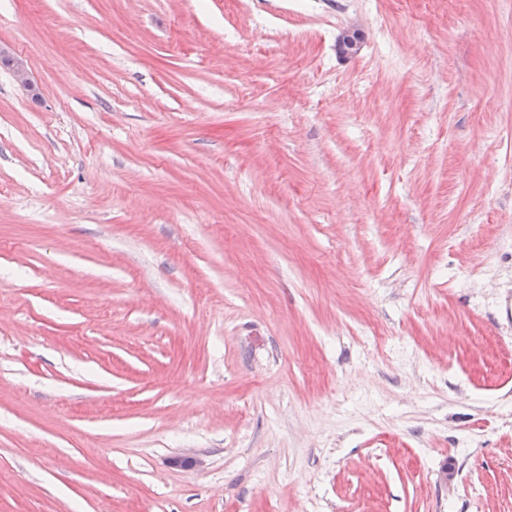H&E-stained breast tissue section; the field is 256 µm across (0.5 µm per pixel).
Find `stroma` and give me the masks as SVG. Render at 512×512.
Segmentation results:
<instances>
[{"label":"stroma","instance_id":"stroma-1","mask_svg":"<svg viewBox=\"0 0 512 512\" xmlns=\"http://www.w3.org/2000/svg\"><path fill=\"white\" fill-rule=\"evenodd\" d=\"M0 44V512H512V0H0ZM0 61L1 64L6 63L19 83L30 87L29 72L25 62L10 49L2 45H0Z\"/></svg>","mask_w":512,"mask_h":512}]
</instances>
